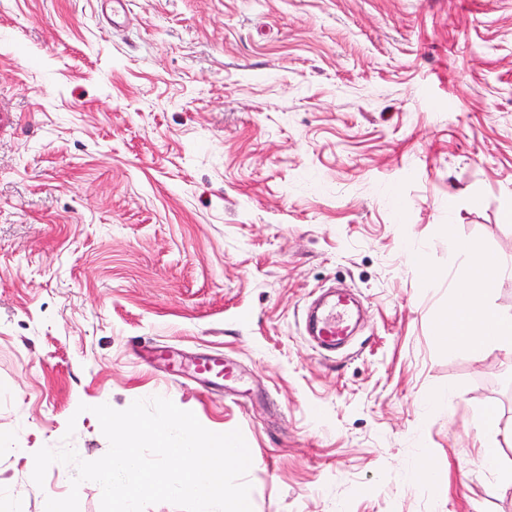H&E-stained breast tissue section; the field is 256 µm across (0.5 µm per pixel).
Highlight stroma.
Here are the masks:
<instances>
[{"label":"stroma","mask_w":512,"mask_h":512,"mask_svg":"<svg viewBox=\"0 0 512 512\" xmlns=\"http://www.w3.org/2000/svg\"><path fill=\"white\" fill-rule=\"evenodd\" d=\"M0 512L161 396L251 453L253 512H512V347L447 350L448 238L512 267V0H0ZM422 252L426 270L410 258ZM352 289L331 354L309 301ZM223 351L247 393L155 347ZM87 412H79V405Z\"/></svg>","instance_id":"obj_1"}]
</instances>
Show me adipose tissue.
<instances>
[{
  "mask_svg": "<svg viewBox=\"0 0 512 512\" xmlns=\"http://www.w3.org/2000/svg\"><path fill=\"white\" fill-rule=\"evenodd\" d=\"M448 265L462 282L452 292L437 331L448 349L463 346L476 354L512 346V312L492 307L490 288L506 276L505 267L456 237L448 239Z\"/></svg>",
  "mask_w": 512,
  "mask_h": 512,
  "instance_id": "adipose-tissue-1",
  "label": "adipose tissue"
}]
</instances>
